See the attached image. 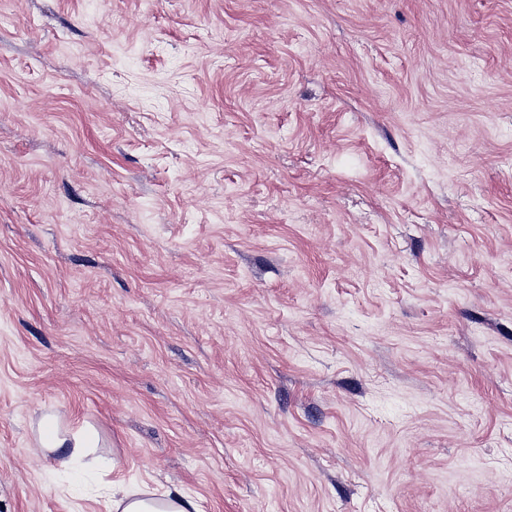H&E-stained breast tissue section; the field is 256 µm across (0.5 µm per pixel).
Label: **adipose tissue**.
Wrapping results in <instances>:
<instances>
[{"label":"adipose tissue","instance_id":"adipose-tissue-1","mask_svg":"<svg viewBox=\"0 0 512 512\" xmlns=\"http://www.w3.org/2000/svg\"><path fill=\"white\" fill-rule=\"evenodd\" d=\"M97 445L98 433L93 426L84 424L74 429L63 425L54 414L46 415L39 422L34 443L36 456L55 457L63 468ZM106 509L107 512H197L195 503L182 494L160 493L147 487L109 491Z\"/></svg>","mask_w":512,"mask_h":512}]
</instances>
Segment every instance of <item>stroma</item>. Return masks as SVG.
<instances>
[{
  "label": "stroma",
  "instance_id": "stroma-1",
  "mask_svg": "<svg viewBox=\"0 0 512 512\" xmlns=\"http://www.w3.org/2000/svg\"><path fill=\"white\" fill-rule=\"evenodd\" d=\"M143 485L512 512V0H0V512ZM97 445L98 433L93 426L84 424L72 429L62 425L59 416L48 414L38 424L34 450L36 456L46 459L63 448H71L67 457L54 456L58 465L66 468L71 459L85 456L88 448H97Z\"/></svg>",
  "mask_w": 512,
  "mask_h": 512
}]
</instances>
